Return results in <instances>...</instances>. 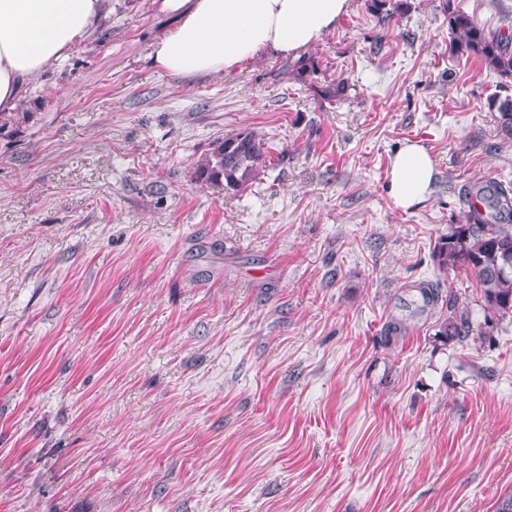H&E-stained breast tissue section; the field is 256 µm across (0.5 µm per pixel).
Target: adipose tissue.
Here are the masks:
<instances>
[{
	"label": "adipose tissue",
	"mask_w": 512,
	"mask_h": 512,
	"mask_svg": "<svg viewBox=\"0 0 512 512\" xmlns=\"http://www.w3.org/2000/svg\"><path fill=\"white\" fill-rule=\"evenodd\" d=\"M110 2L0 0V113L18 111L24 88L92 33ZM347 6L348 0H161L178 23L153 55L173 74H225L263 52L286 56L313 44ZM434 172L422 144L401 146L387 172L395 204L405 210L423 201Z\"/></svg>",
	"instance_id": "1"
}]
</instances>
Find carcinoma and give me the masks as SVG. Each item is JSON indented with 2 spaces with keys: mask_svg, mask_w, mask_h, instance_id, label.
Instances as JSON below:
<instances>
[{
  "mask_svg": "<svg viewBox=\"0 0 512 512\" xmlns=\"http://www.w3.org/2000/svg\"><path fill=\"white\" fill-rule=\"evenodd\" d=\"M442 9L452 35L451 49L481 59L501 76L512 79V36L490 30L460 11L454 0H443ZM498 112L501 135L512 139V98L491 100ZM271 164L263 135L251 128L217 140L197 166L201 182L240 190L256 179ZM468 211L465 222L452 224L434 248V259L442 271L462 269L476 279L487 313L485 328H474L467 307L458 297L443 298L430 285L420 288L427 305L441 303L448 314L437 324L435 336L446 343L464 342L472 335H491L497 321L512 317V188L489 181L465 189Z\"/></svg>",
  "mask_w": 512,
  "mask_h": 512,
  "instance_id": "1",
  "label": "carcinoma"
}]
</instances>
